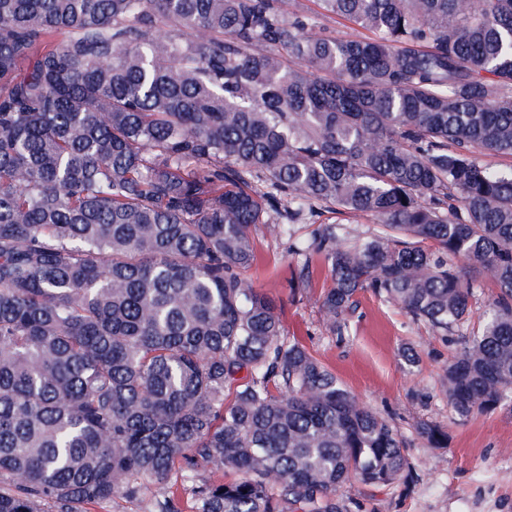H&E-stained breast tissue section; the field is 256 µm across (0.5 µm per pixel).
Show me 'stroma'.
<instances>
[{
    "label": "stroma",
    "instance_id": "35a3bbf8",
    "mask_svg": "<svg viewBox=\"0 0 512 512\" xmlns=\"http://www.w3.org/2000/svg\"><path fill=\"white\" fill-rule=\"evenodd\" d=\"M318 230L306 220L293 225L290 236L274 237L257 225V260L248 276L280 305L288 335L407 442L406 479L376 489L354 481L344 487V497L358 502L359 512H512V405L453 419L444 379L453 344L371 292L356 296L348 333L334 335L320 308L329 285L324 269L313 265L304 288L293 279L292 243L310 241ZM423 421L447 430V447L430 448L417 438Z\"/></svg>",
    "mask_w": 512,
    "mask_h": 512
}]
</instances>
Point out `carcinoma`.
I'll list each match as a JSON object with an SVG mask.
<instances>
[{"label": "carcinoma", "instance_id": "carcinoma-1", "mask_svg": "<svg viewBox=\"0 0 512 512\" xmlns=\"http://www.w3.org/2000/svg\"><path fill=\"white\" fill-rule=\"evenodd\" d=\"M314 2L0 0V512L146 483L181 512L176 467L192 512H352L346 482L404 477L398 430L246 276L258 224L370 218L292 247L331 332L369 290L456 345L455 418L512 393V164L482 160L512 157V0ZM495 291V286L487 280L481 284L480 288L474 289L473 297L470 300L471 321L469 323V329H474L475 332L479 329V315L486 308Z\"/></svg>", "mask_w": 512, "mask_h": 512}]
</instances>
